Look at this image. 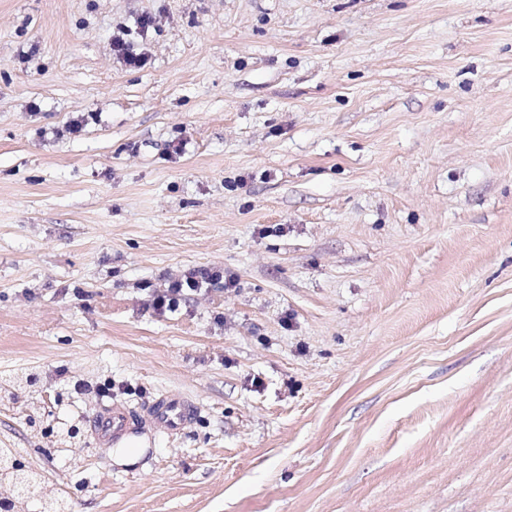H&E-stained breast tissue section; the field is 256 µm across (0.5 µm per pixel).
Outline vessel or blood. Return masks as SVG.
<instances>
[{
    "label": "vessel or blood",
    "mask_w": 512,
    "mask_h": 512,
    "mask_svg": "<svg viewBox=\"0 0 512 512\" xmlns=\"http://www.w3.org/2000/svg\"><path fill=\"white\" fill-rule=\"evenodd\" d=\"M196 414L194 402L183 397L162 395L138 411L115 401L98 408L91 430L96 443L120 448L135 427L148 426L155 432L173 435L190 426Z\"/></svg>",
    "instance_id": "vessel-or-blood-1"
}]
</instances>
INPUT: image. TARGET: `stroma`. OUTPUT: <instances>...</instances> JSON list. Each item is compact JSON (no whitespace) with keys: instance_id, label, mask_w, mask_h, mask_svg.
I'll return each instance as SVG.
<instances>
[{"instance_id":"1","label":"stroma","mask_w":512,"mask_h":512,"mask_svg":"<svg viewBox=\"0 0 512 512\" xmlns=\"http://www.w3.org/2000/svg\"><path fill=\"white\" fill-rule=\"evenodd\" d=\"M26 374L0 448L70 512H512V0H0ZM105 380L197 417L97 445ZM217 286L233 287L236 279L233 275L224 277V272L209 268L189 269L182 278L170 281L167 288L154 296L152 306L156 311H175L187 291L197 292L202 287Z\"/></svg>"}]
</instances>
